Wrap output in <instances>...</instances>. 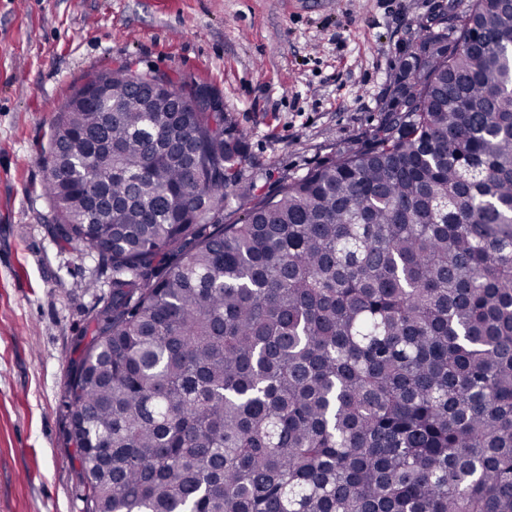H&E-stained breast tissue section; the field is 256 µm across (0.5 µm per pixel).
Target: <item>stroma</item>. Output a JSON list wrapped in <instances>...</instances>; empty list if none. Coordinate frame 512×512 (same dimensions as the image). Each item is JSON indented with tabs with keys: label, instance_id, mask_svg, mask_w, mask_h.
Wrapping results in <instances>:
<instances>
[{
	"label": "stroma",
	"instance_id": "35a3bbf8",
	"mask_svg": "<svg viewBox=\"0 0 512 512\" xmlns=\"http://www.w3.org/2000/svg\"><path fill=\"white\" fill-rule=\"evenodd\" d=\"M449 0H0V512H83L67 382L109 273L56 243L40 158L88 75L133 62L211 87L274 192L387 109L393 67Z\"/></svg>",
	"mask_w": 512,
	"mask_h": 512
}]
</instances>
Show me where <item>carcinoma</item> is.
Wrapping results in <instances>:
<instances>
[{
  "instance_id": "cac0c4a2",
  "label": "carcinoma",
  "mask_w": 512,
  "mask_h": 512,
  "mask_svg": "<svg viewBox=\"0 0 512 512\" xmlns=\"http://www.w3.org/2000/svg\"><path fill=\"white\" fill-rule=\"evenodd\" d=\"M156 78L91 77L41 160L112 270L67 384L83 512H512V6L420 26L367 141L272 194L213 90Z\"/></svg>"
}]
</instances>
